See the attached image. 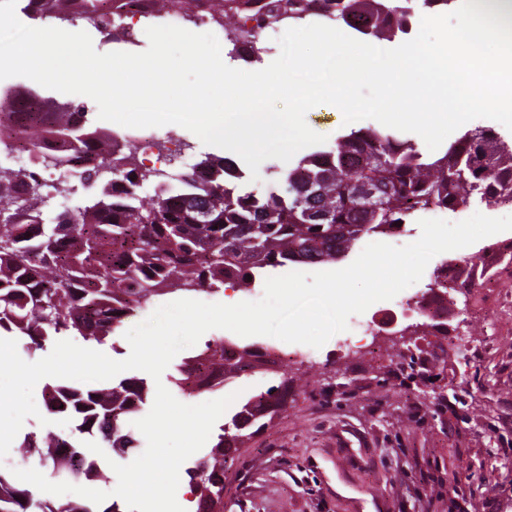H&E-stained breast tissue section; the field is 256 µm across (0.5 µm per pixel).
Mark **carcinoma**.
Here are the masks:
<instances>
[{
	"instance_id": "cac0c4a2",
	"label": "carcinoma",
	"mask_w": 512,
	"mask_h": 512,
	"mask_svg": "<svg viewBox=\"0 0 512 512\" xmlns=\"http://www.w3.org/2000/svg\"><path fill=\"white\" fill-rule=\"evenodd\" d=\"M26 0L34 17L72 22L85 19L112 33L120 0ZM182 19L206 13L222 26L241 15L237 0H166ZM452 0H266L224 34L239 44L238 54L255 52L259 32L284 22H342L379 40L409 33L415 8L436 11ZM37 110L36 124H50L32 143L42 169L67 157L81 164V181L100 192L87 195L45 223V180L28 166L0 168V334L26 351L39 350L57 337L76 333L106 342L135 307L173 291H220L247 287L248 277L279 268L335 262L345 258L365 235L400 229L431 207L454 212L471 202L487 205L512 199V147L491 128L477 140L466 135L437 157L395 133L352 128L335 145L303 155L264 190L241 184L243 173L228 157L207 156L189 170L160 182L146 199L148 182L136 165H112V138L88 126L84 106L47 102L15 94L0 99V113L14 119ZM259 343L231 345L217 337L176 368L172 384L191 395L221 390L231 380L261 372ZM47 410L72 422L65 436L27 435L23 453L49 466L50 475L78 484L101 477L86 463L83 443L128 452L138 447L125 420L145 404L149 389L130 377L98 386L47 384ZM288 395V372L252 396L219 428L210 451L186 469L197 498V512H224L227 450L250 441L269 420L273 402ZM0 512H123L118 502L105 507L67 499L40 503L30 491L0 472Z\"/></svg>"
}]
</instances>
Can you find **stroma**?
I'll return each mask as SVG.
<instances>
[{
  "label": "stroma",
  "mask_w": 512,
  "mask_h": 512,
  "mask_svg": "<svg viewBox=\"0 0 512 512\" xmlns=\"http://www.w3.org/2000/svg\"><path fill=\"white\" fill-rule=\"evenodd\" d=\"M161 170L225 156L160 126ZM496 275L448 302L469 345L421 325L412 306L431 277L358 319L367 335L321 348L260 336L295 386L288 405L224 473V512H512V288Z\"/></svg>",
  "instance_id": "35a3bbf8"
}]
</instances>
